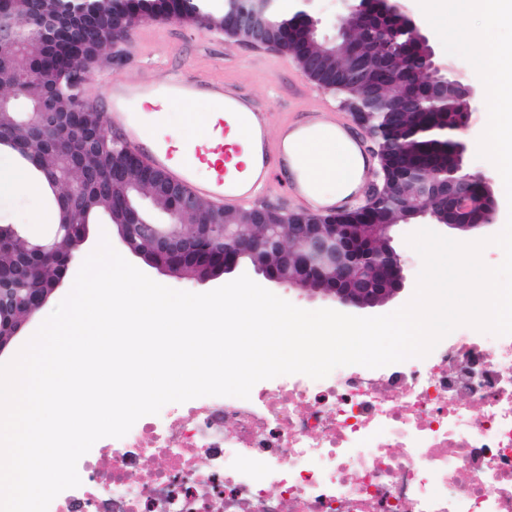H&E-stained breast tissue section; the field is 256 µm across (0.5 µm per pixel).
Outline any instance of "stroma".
I'll return each mask as SVG.
<instances>
[{"mask_svg": "<svg viewBox=\"0 0 512 512\" xmlns=\"http://www.w3.org/2000/svg\"><path fill=\"white\" fill-rule=\"evenodd\" d=\"M278 50L253 48L214 28L176 21H147L131 29L124 41L105 47L91 63L81 88L85 104L108 112L110 75L116 74L135 83L161 84L184 73H201L233 82L263 106L269 114L271 129H278L285 116H297L315 107L323 89L289 62L279 67ZM54 210L46 196L22 193L0 195V224H17L32 239L46 237L54 224ZM417 219L395 225L392 244L404 261L406 287L383 305L369 308V315L391 313L412 297L423 261L407 242V235L427 227Z\"/></svg>", "mask_w": 512, "mask_h": 512, "instance_id": "stroma-1", "label": "stroma"}]
</instances>
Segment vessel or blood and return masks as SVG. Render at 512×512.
Returning <instances> with one entry per match:
<instances>
[{"mask_svg": "<svg viewBox=\"0 0 512 512\" xmlns=\"http://www.w3.org/2000/svg\"><path fill=\"white\" fill-rule=\"evenodd\" d=\"M112 110L105 117L107 128L120 131L135 148L146 151L151 166L186 186L195 196L223 202L228 206L256 201L271 186L270 152H278L284 162H292L294 145L320 125L346 134L347 125L319 116L317 121L284 125L278 136L269 133L268 114L251 101L235 93L220 80H205L191 74L172 79L163 85L129 82L120 78L111 83ZM207 94L211 106L205 115L201 134L194 145L178 151L168 142L147 145L148 124L135 106L140 100L159 99L172 105L192 101ZM245 130L249 165H231V156L223 139L236 130ZM207 166V175H200V166ZM364 187H357L343 200L314 193L309 183L294 179L286 193L294 204L307 206L316 213H334L362 199Z\"/></svg>", "mask_w": 512, "mask_h": 512, "instance_id": "vessel-or-blood-1", "label": "vessel or blood"}]
</instances>
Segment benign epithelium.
<instances>
[{
	"mask_svg": "<svg viewBox=\"0 0 512 512\" xmlns=\"http://www.w3.org/2000/svg\"><path fill=\"white\" fill-rule=\"evenodd\" d=\"M269 0H235L234 9L226 16L224 29L253 47L279 48L284 35L304 53L302 71L310 76L318 62L304 52V39L320 23L312 7L313 0H302L301 7L285 21L281 34L271 33L262 21ZM34 14L39 23L41 57L50 58L61 51L57 34L64 33L68 45L77 53L78 67L83 69L107 45L122 39L128 30L147 20L162 16L175 21L194 18L204 23L209 0H177V9L159 15L146 8L148 0H115L117 8L108 18L100 17L95 0H36ZM31 17L16 10L0 18V115L22 99L33 98L32 106L17 113L27 130L26 149L30 160L36 162L50 156L56 167L70 169L81 159L108 152L122 154V163L112 168V178L127 177V172L141 174L161 193L176 202V208L159 218L146 221L134 215L133 223L120 224L116 230L120 245L132 256L150 267L172 273L176 256L195 252L201 272L194 276L205 283L245 267L242 258L254 259L251 267L268 280L288 287L303 288L313 295L331 299L341 305L366 308L379 306L395 298L405 287L403 260L392 245L389 224L346 223L351 211L323 216L311 212L291 214L290 239L275 237L260 239L251 232L254 224H270L281 216L280 208L263 204L249 208L247 220L238 224L224 223V207L220 206L205 216L203 225L208 239L201 243L183 230L184 215L196 211V197L181 184L170 180L160 171L143 167L142 157L107 133L104 115L93 112L84 104L75 86V67L47 70L37 64L19 65L25 57L19 34ZM343 31L347 33L345 69L362 67L365 60L375 56L374 46L382 41L390 50L396 49L407 57H420V65L395 74V82L426 91L435 99H448V89L466 101L467 111L448 122V113H435L434 120L412 130L400 126L396 116L383 112L367 122L352 116L369 134L374 144L373 154L379 160L380 170L375 175L386 180L412 177L419 181L425 195L434 206L424 203L402 202L413 218L433 215L442 209L447 219L440 224L462 232L492 223L496 202L492 194L490 176L470 172L463 165V144L457 142L453 166L444 171L416 162L412 142L434 138L450 129L463 133L471 123L479 101L475 90L460 79L448 81V67L437 63L427 38L420 33L401 0H342ZM89 239V225H84L77 245L66 250L52 237L43 242L30 243L31 251L23 257L27 269L25 286L14 274L0 270V355L19 335L24 325L43 308L62 287L69 266L75 262L76 252ZM275 249L284 259L289 273H273L255 262V258ZM44 264H56L60 274L51 282L37 277ZM25 311L21 319L12 317V311Z\"/></svg>",
	"mask_w": 512,
	"mask_h": 512,
	"instance_id": "obj_1",
	"label": "benign epithelium"
}]
</instances>
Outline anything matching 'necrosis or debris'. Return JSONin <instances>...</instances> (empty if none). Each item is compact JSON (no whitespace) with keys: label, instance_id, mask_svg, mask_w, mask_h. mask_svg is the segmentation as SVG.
<instances>
[{"label":"necrosis or debris","instance_id":"1","mask_svg":"<svg viewBox=\"0 0 512 512\" xmlns=\"http://www.w3.org/2000/svg\"><path fill=\"white\" fill-rule=\"evenodd\" d=\"M77 471L48 512H512V335L166 406Z\"/></svg>","mask_w":512,"mask_h":512}]
</instances>
